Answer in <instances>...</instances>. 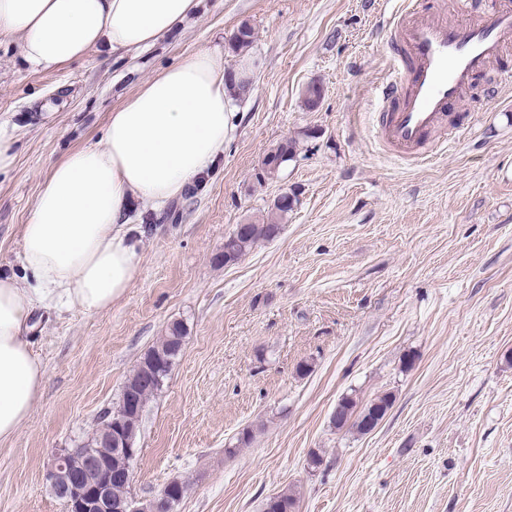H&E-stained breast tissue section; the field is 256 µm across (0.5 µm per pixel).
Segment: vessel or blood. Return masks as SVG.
Wrapping results in <instances>:
<instances>
[{"label": "vessel or blood", "mask_w": 512, "mask_h": 512, "mask_svg": "<svg viewBox=\"0 0 512 512\" xmlns=\"http://www.w3.org/2000/svg\"><path fill=\"white\" fill-rule=\"evenodd\" d=\"M390 68L379 89L384 145L422 163L427 134L461 104L488 62L512 45V6L489 0L479 21L450 22L423 0H406L385 30Z\"/></svg>", "instance_id": "obj_1"}]
</instances>
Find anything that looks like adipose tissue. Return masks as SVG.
Masks as SVG:
<instances>
[{
  "instance_id": "adipose-tissue-1",
  "label": "adipose tissue",
  "mask_w": 512,
  "mask_h": 512,
  "mask_svg": "<svg viewBox=\"0 0 512 512\" xmlns=\"http://www.w3.org/2000/svg\"><path fill=\"white\" fill-rule=\"evenodd\" d=\"M199 0H0V41L20 38L29 65L51 69L100 45L127 53L180 28ZM223 57L202 51L143 82L114 109L100 142L57 162L22 229V274L0 278V442L16 436L46 370L29 337L36 307L94 315L130 287L141 238L138 198L162 209L210 170L231 128Z\"/></svg>"
}]
</instances>
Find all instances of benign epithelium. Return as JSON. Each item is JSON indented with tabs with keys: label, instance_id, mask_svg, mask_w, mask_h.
I'll return each instance as SVG.
<instances>
[{
	"label": "benign epithelium",
	"instance_id": "1",
	"mask_svg": "<svg viewBox=\"0 0 512 512\" xmlns=\"http://www.w3.org/2000/svg\"><path fill=\"white\" fill-rule=\"evenodd\" d=\"M142 405L127 394L125 402L111 414L110 425L97 436L101 448L114 449V456L103 460L81 449L64 448L55 452L47 463L51 489L66 506V512H169L167 491L138 508L130 500L112 502V471H125L133 480L131 463L137 456L131 440L129 422L138 416Z\"/></svg>",
	"mask_w": 512,
	"mask_h": 512
}]
</instances>
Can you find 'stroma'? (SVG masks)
<instances>
[{
    "mask_svg": "<svg viewBox=\"0 0 512 512\" xmlns=\"http://www.w3.org/2000/svg\"><path fill=\"white\" fill-rule=\"evenodd\" d=\"M401 3L201 0L150 48H99L49 70L25 66L20 41L0 44V126L16 141L0 172V276L20 272L22 226L51 167L97 142L140 84L206 50L237 65L243 24L258 62L223 156L174 202L179 221L133 203L142 259L125 295L93 316L36 308L46 382L0 444V512H66L44 477L49 457L92 435L176 321L183 349L139 425L138 504L177 480L176 512H263L285 489L297 512H512V48L433 139L461 124L471 135L403 161L376 131L375 93ZM312 83L323 94L309 111ZM286 139L294 158L262 177ZM284 191L297 204L279 237L215 264L235 226ZM382 392L393 405L373 432L334 427L342 395ZM245 429L252 441L237 447Z\"/></svg>",
    "mask_w": 512,
    "mask_h": 512,
    "instance_id": "35a3bbf8",
    "label": "stroma"
}]
</instances>
